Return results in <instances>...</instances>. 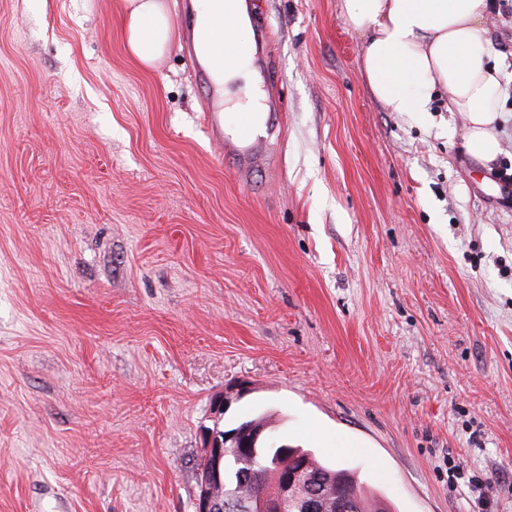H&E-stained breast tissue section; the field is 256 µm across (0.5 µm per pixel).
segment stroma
I'll return each instance as SVG.
<instances>
[{"label":"stroma","mask_w":512,"mask_h":512,"mask_svg":"<svg viewBox=\"0 0 512 512\" xmlns=\"http://www.w3.org/2000/svg\"><path fill=\"white\" fill-rule=\"evenodd\" d=\"M0 0V512H193L213 400L392 512H512V14L491 167L445 95L386 111L341 0H250L279 100L241 187L173 39Z\"/></svg>","instance_id":"stroma-1"}]
</instances>
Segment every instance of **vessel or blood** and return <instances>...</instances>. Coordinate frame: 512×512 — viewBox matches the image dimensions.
<instances>
[{
    "label": "vessel or blood",
    "instance_id": "b4317fda",
    "mask_svg": "<svg viewBox=\"0 0 512 512\" xmlns=\"http://www.w3.org/2000/svg\"><path fill=\"white\" fill-rule=\"evenodd\" d=\"M183 42L190 58L196 64L200 82H208L212 74L233 67L239 52L232 40L221 46H213L197 24L192 9L184 11ZM257 115L253 112H238L234 115L236 132L233 137L224 135V115L209 111L206 131L210 137L223 139L224 155L232 160L237 182L251 187L255 174L266 169L272 159L273 144L254 137Z\"/></svg>",
    "mask_w": 512,
    "mask_h": 512
}]
</instances>
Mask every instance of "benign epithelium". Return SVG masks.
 I'll return each mask as SVG.
<instances>
[{"instance_id":"7a95c632","label":"benign epithelium","mask_w":512,"mask_h":512,"mask_svg":"<svg viewBox=\"0 0 512 512\" xmlns=\"http://www.w3.org/2000/svg\"><path fill=\"white\" fill-rule=\"evenodd\" d=\"M242 387L233 392H226L213 401V411L221 415L227 411L233 399L244 395ZM270 437L266 427L257 422H250L242 428L225 434L213 428L204 431L203 456L209 461L205 481L197 494L194 512H215L217 499L212 487L224 485L225 495L233 499L232 486L224 481L222 465L229 460L236 461L238 466L252 467L259 455V450L266 447ZM282 462L277 465V481L275 492L271 495L258 493L244 503L245 512H288V504L294 498L297 485H307V498L302 504L303 512H315L325 495V485L317 478L309 475L307 460L296 450L284 447L281 451Z\"/></svg>"}]
</instances>
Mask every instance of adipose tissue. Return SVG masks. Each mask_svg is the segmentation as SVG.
I'll list each match as a JSON object with an SVG mask.
<instances>
[{
  "instance_id": "adipose-tissue-1",
  "label": "adipose tissue",
  "mask_w": 512,
  "mask_h": 512,
  "mask_svg": "<svg viewBox=\"0 0 512 512\" xmlns=\"http://www.w3.org/2000/svg\"><path fill=\"white\" fill-rule=\"evenodd\" d=\"M490 0H343L346 26L363 40L362 76L373 97L391 112L427 111L435 92L459 113L467 153L481 166L501 151L498 108L504 94L489 63L485 37ZM121 24L128 53L153 66L167 52L175 20L165 0H123ZM238 46V65L217 84L249 75L250 28L244 19L218 30Z\"/></svg>"
}]
</instances>
